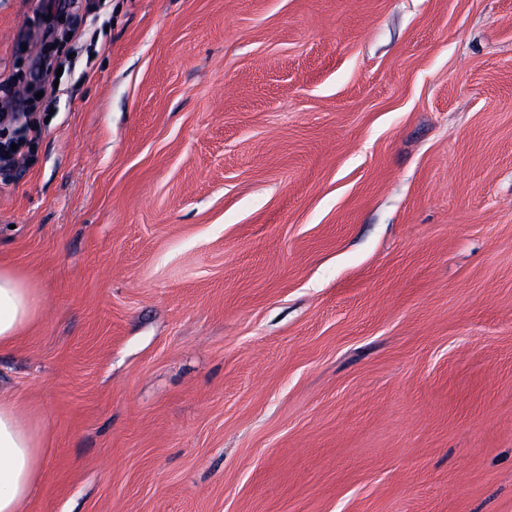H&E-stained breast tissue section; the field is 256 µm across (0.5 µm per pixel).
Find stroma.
<instances>
[{
  "label": "stroma",
  "instance_id": "obj_1",
  "mask_svg": "<svg viewBox=\"0 0 512 512\" xmlns=\"http://www.w3.org/2000/svg\"><path fill=\"white\" fill-rule=\"evenodd\" d=\"M81 7L0 174L24 512H512V0ZM42 298L9 268L0 267V350L15 343L39 318Z\"/></svg>",
  "mask_w": 512,
  "mask_h": 512
}]
</instances>
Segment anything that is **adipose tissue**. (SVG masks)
<instances>
[{
	"label": "adipose tissue",
	"instance_id": "ef3b65f1",
	"mask_svg": "<svg viewBox=\"0 0 512 512\" xmlns=\"http://www.w3.org/2000/svg\"><path fill=\"white\" fill-rule=\"evenodd\" d=\"M36 288L0 267V349L15 343L39 318ZM47 457L42 418L18 411L11 397H0V512H22L34 495Z\"/></svg>",
	"mask_w": 512,
	"mask_h": 512
}]
</instances>
